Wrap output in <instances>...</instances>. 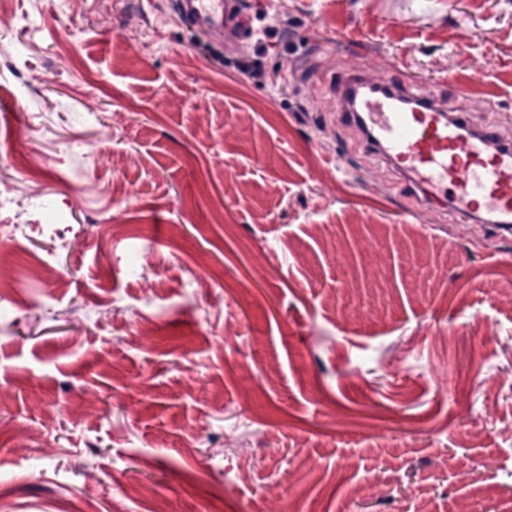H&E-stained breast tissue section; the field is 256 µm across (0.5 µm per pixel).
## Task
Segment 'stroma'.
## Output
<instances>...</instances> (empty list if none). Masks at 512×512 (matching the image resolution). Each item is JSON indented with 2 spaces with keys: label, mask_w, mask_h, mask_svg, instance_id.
Returning a JSON list of instances; mask_svg holds the SVG:
<instances>
[{
  "label": "stroma",
  "mask_w": 512,
  "mask_h": 512,
  "mask_svg": "<svg viewBox=\"0 0 512 512\" xmlns=\"http://www.w3.org/2000/svg\"><path fill=\"white\" fill-rule=\"evenodd\" d=\"M0 7V512H512V236L326 106L512 141V0ZM173 11L190 28L219 32L222 45L249 32L242 0H173Z\"/></svg>",
  "instance_id": "1"
}]
</instances>
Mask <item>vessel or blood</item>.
I'll return each mask as SVG.
<instances>
[{"instance_id":"b4317fda","label":"vessel or blood","mask_w":512,"mask_h":512,"mask_svg":"<svg viewBox=\"0 0 512 512\" xmlns=\"http://www.w3.org/2000/svg\"><path fill=\"white\" fill-rule=\"evenodd\" d=\"M180 21L195 30L219 32L231 42L248 33L243 0H173ZM352 76L333 86L336 110L362 121L382 154L400 166L416 186L427 185L451 208L484 212L512 233V146L495 131L477 129L466 115L447 114L429 101L386 86L355 96Z\"/></svg>"}]
</instances>
